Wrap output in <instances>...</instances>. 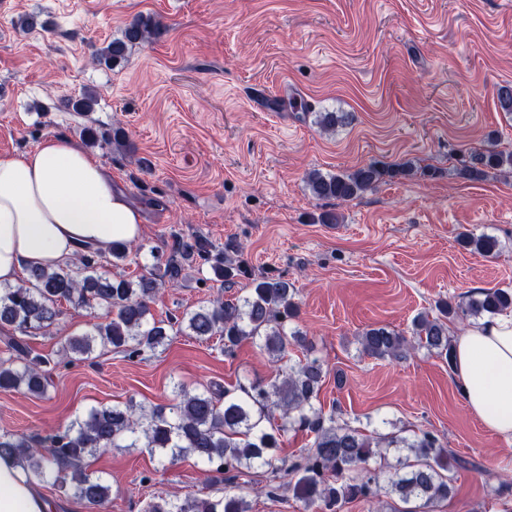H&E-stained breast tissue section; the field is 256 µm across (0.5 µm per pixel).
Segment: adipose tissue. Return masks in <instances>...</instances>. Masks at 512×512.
<instances>
[{
    "label": "adipose tissue",
    "instance_id": "obj_1",
    "mask_svg": "<svg viewBox=\"0 0 512 512\" xmlns=\"http://www.w3.org/2000/svg\"><path fill=\"white\" fill-rule=\"evenodd\" d=\"M141 222L110 172L67 137L0 156V285L15 284L27 267H57L85 245L106 251L135 242ZM454 372L467 407L487 428L512 438V312L457 338ZM0 512H49L10 458H0Z\"/></svg>",
    "mask_w": 512,
    "mask_h": 512
}]
</instances>
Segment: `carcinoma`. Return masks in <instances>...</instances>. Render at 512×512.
Listing matches in <instances>:
<instances>
[{
	"label": "carcinoma",
	"instance_id": "obj_1",
	"mask_svg": "<svg viewBox=\"0 0 512 512\" xmlns=\"http://www.w3.org/2000/svg\"><path fill=\"white\" fill-rule=\"evenodd\" d=\"M160 29L155 17L139 15L126 25L121 37L97 51L96 60L116 64L129 48L149 41ZM83 136L90 144L102 140L132 150L128 134L120 126L101 133L86 127ZM503 168L512 171V152L486 149L470 154L461 173L478 178L488 169ZM413 174L410 164L370 163L337 174L311 171L307 185L319 200L347 202L386 178ZM172 237L169 258L161 262L159 256H153L152 267L135 277L98 272L103 259L117 267L131 252L140 251L128 243H114L106 255L86 247L52 270L29 268L23 283L0 288V327L13 330L4 337L11 356L0 362V390L47 395L52 381L41 368L43 361L29 357L22 337L54 325L64 302L75 307H104L112 313L110 321L68 337L64 350L70 355L86 358L99 347L129 359L139 358L165 346L175 328L202 341L216 337L227 354L245 340L258 341L276 365L275 375L266 382H240L232 390L219 383L200 391L180 385L177 398L168 405L146 408L129 403L93 408L43 438L3 432L0 458L13 459L35 482L56 486L96 512H107L111 486L86 474L80 462L96 452L118 448H148L171 463L192 455L213 485L233 484L244 468L261 467L273 476L284 470L294 480V497L315 512H340L349 501H373L383 493L405 502L417 499L429 508L453 492V470L481 469L478 462L456 455L430 431L410 439L393 433L374 436L340 420L336 411L326 413L316 405L326 376L324 362L311 355L306 335L292 327L298 316L296 290L280 277H253L251 287L232 300L216 298L166 323L156 320L151 303L160 290L186 280L187 271L194 267L209 270L210 276L199 279L202 284L217 281L230 287L248 275L242 262L230 255L234 247L220 249L201 234L187 240L178 233ZM462 243L486 255L496 253L499 247L498 240L488 235L467 233ZM437 309V316L427 311L417 314L408 335L386 326L364 328L358 335L361 351L375 359L401 360L424 349L451 364L448 316L478 320L512 311V290H482L456 305L441 301ZM292 347L301 350L302 359L288 360ZM296 427L309 430L314 439L308 452L288 465L274 450L280 447L282 435ZM385 448H402L409 456L385 466L379 463ZM250 509L245 496L226 489L221 496H194L179 503L161 498L150 502L147 512Z\"/></svg>",
	"mask_w": 512,
	"mask_h": 512
}]
</instances>
